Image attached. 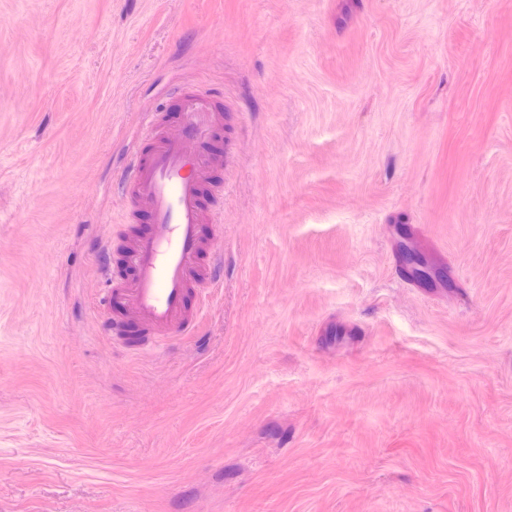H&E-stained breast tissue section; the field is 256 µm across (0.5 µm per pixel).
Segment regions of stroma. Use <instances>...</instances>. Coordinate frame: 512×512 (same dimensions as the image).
I'll list each match as a JSON object with an SVG mask.
<instances>
[{
	"label": "stroma",
	"mask_w": 512,
	"mask_h": 512,
	"mask_svg": "<svg viewBox=\"0 0 512 512\" xmlns=\"http://www.w3.org/2000/svg\"><path fill=\"white\" fill-rule=\"evenodd\" d=\"M192 84L224 279L127 354L96 248ZM0 512H512V0H0Z\"/></svg>",
	"instance_id": "stroma-1"
}]
</instances>
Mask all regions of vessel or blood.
<instances>
[{
	"mask_svg": "<svg viewBox=\"0 0 512 512\" xmlns=\"http://www.w3.org/2000/svg\"><path fill=\"white\" fill-rule=\"evenodd\" d=\"M178 110L174 128L162 113H150L122 177L124 221L141 226L127 250L131 276L113 269L111 242L98 248L101 329L130 349L191 335L197 319L185 310L190 291L205 292L224 272L222 253L199 231L220 222L213 202L224 184L210 178L206 143L221 117L211 111L209 93L194 87L182 90Z\"/></svg>",
	"mask_w": 512,
	"mask_h": 512,
	"instance_id": "vessel-or-blood-1",
	"label": "vessel or blood"
}]
</instances>
